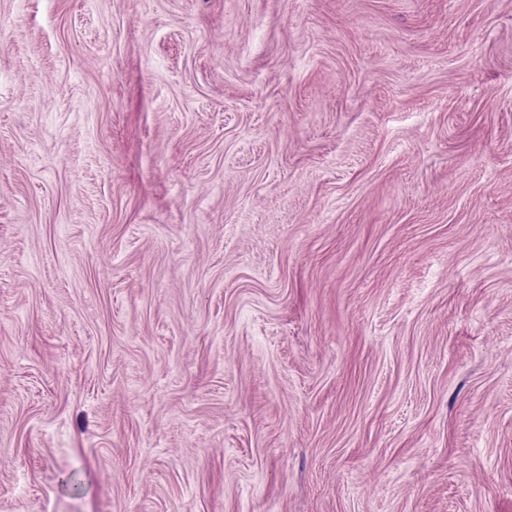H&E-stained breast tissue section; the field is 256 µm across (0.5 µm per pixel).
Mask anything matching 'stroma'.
Listing matches in <instances>:
<instances>
[{
    "instance_id": "1",
    "label": "stroma",
    "mask_w": 512,
    "mask_h": 512,
    "mask_svg": "<svg viewBox=\"0 0 512 512\" xmlns=\"http://www.w3.org/2000/svg\"><path fill=\"white\" fill-rule=\"evenodd\" d=\"M0 512H512V0H0Z\"/></svg>"
}]
</instances>
